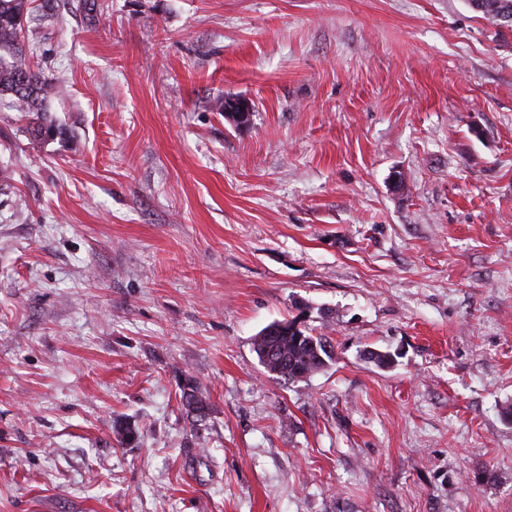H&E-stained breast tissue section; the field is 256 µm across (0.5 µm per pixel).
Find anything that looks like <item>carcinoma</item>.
<instances>
[{"mask_svg": "<svg viewBox=\"0 0 512 512\" xmlns=\"http://www.w3.org/2000/svg\"><path fill=\"white\" fill-rule=\"evenodd\" d=\"M30 4L31 0H0V105L23 113L28 134L43 140L57 134V128L48 119L46 103L58 94V89L34 69L31 55L21 45L23 17ZM480 12L493 19L512 15V0H481ZM293 325L289 320L275 321L262 329L253 342L258 358H263L267 351L272 353V359L263 363L264 368L287 381L322 370L330 357L325 337L295 331ZM180 401L193 421L205 420L209 413L207 397L193 381H186Z\"/></svg>", "mask_w": 512, "mask_h": 512, "instance_id": "cac0c4a2", "label": "carcinoma"}]
</instances>
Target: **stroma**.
<instances>
[{
    "label": "stroma",
    "instance_id": "35a3bbf8",
    "mask_svg": "<svg viewBox=\"0 0 512 512\" xmlns=\"http://www.w3.org/2000/svg\"><path fill=\"white\" fill-rule=\"evenodd\" d=\"M78 3L24 21L58 134L0 109V512H512V23ZM295 322L275 321L255 337L253 349L264 368L277 378L294 381L311 376L326 366L331 356L324 336H313L305 331H292ZM265 351L272 353L269 363L264 362ZM208 398L200 391L198 386L192 381H186L182 388L180 401L186 414L194 422L204 421L209 413Z\"/></svg>",
    "mask_w": 512,
    "mask_h": 512
}]
</instances>
